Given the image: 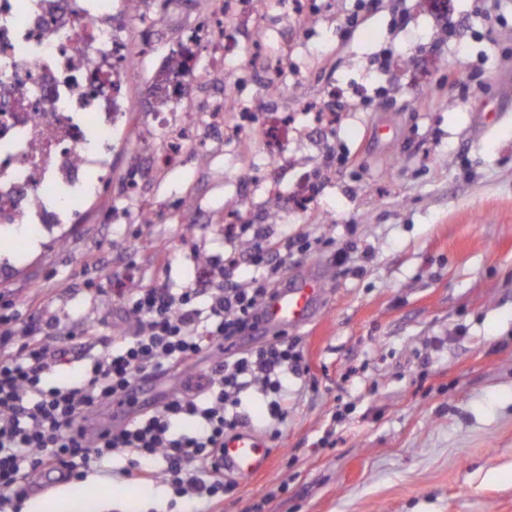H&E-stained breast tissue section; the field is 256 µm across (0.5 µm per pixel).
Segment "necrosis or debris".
Instances as JSON below:
<instances>
[{
    "label": "necrosis or debris",
    "mask_w": 512,
    "mask_h": 512,
    "mask_svg": "<svg viewBox=\"0 0 512 512\" xmlns=\"http://www.w3.org/2000/svg\"><path fill=\"white\" fill-rule=\"evenodd\" d=\"M120 0H0V226L44 232L77 221L112 170V133L139 111L128 79L141 50L131 30L147 27ZM193 87H154L157 126L224 133V100L207 96L224 71V44L198 55ZM201 95L180 114L169 102Z\"/></svg>",
    "instance_id": "1"
}]
</instances>
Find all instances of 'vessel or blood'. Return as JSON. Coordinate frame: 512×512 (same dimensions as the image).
Segmentation results:
<instances>
[{
	"instance_id": "obj_1",
	"label": "vessel or blood",
	"mask_w": 512,
	"mask_h": 512,
	"mask_svg": "<svg viewBox=\"0 0 512 512\" xmlns=\"http://www.w3.org/2000/svg\"><path fill=\"white\" fill-rule=\"evenodd\" d=\"M324 274L312 268L290 275L263 306L265 323L272 328L295 327L310 321L317 313ZM224 471L237 479H249L266 469L271 452L264 441L251 432H240L224 442Z\"/></svg>"
}]
</instances>
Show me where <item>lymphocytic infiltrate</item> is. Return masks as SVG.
Returning a JSON list of instances; mask_svg holds the SVG:
<instances>
[{"instance_id": "f902f5d3", "label": "lymphocytic infiltrate", "mask_w": 512, "mask_h": 512, "mask_svg": "<svg viewBox=\"0 0 512 512\" xmlns=\"http://www.w3.org/2000/svg\"><path fill=\"white\" fill-rule=\"evenodd\" d=\"M223 258L208 262V278L180 288L141 284L125 308L130 323L120 343L83 322L79 350L51 346L71 330L60 319L34 314L0 319V505L21 483L49 476L81 477L114 453L125 454V478L170 484L181 496L211 502L232 493L215 458L245 415L240 395L269 397L271 420L288 414V379L309 369L302 355L277 339L216 362L201 396L174 393L160 407L118 427L95 425L100 407L135 402L143 384L194 365L200 355L257 329L261 306L279 284L291 247L258 224L224 227ZM83 356L82 372L49 387L48 374Z\"/></svg>"}]
</instances>
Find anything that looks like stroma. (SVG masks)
<instances>
[{
    "mask_svg": "<svg viewBox=\"0 0 512 512\" xmlns=\"http://www.w3.org/2000/svg\"><path fill=\"white\" fill-rule=\"evenodd\" d=\"M209 0L145 37L129 81L142 98L170 57L201 53ZM240 55L220 86L252 114L283 113L288 165L272 168L258 125L227 109L234 135L189 139L181 161L142 204L125 179L142 112L112 136L111 190L77 224L21 235L0 274V316L30 301L73 326L104 318L124 329L114 278L170 265L158 280L189 284L196 257L224 253L219 227L245 224L309 240L286 273L325 272L321 308L285 336L310 367L288 382V417L273 429L251 392L245 427L271 450L215 512H512V0H255ZM359 23L343 30L345 18ZM280 85L270 96L271 64ZM465 79L450 89L448 73ZM350 155L324 170L328 148ZM321 185L294 204L298 176ZM147 208L149 223L139 210ZM348 254L337 263V252ZM99 512H196L165 485L98 473L74 481Z\"/></svg>",
    "mask_w": 512,
    "mask_h": 512,
    "instance_id": "35a3bbf8",
    "label": "stroma"
}]
</instances>
